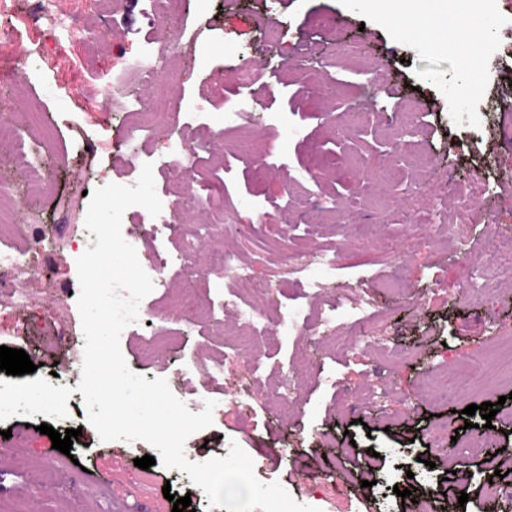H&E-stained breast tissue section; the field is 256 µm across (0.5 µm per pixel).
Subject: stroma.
<instances>
[{"label": "stroma", "mask_w": 512, "mask_h": 512, "mask_svg": "<svg viewBox=\"0 0 512 512\" xmlns=\"http://www.w3.org/2000/svg\"><path fill=\"white\" fill-rule=\"evenodd\" d=\"M51 8L76 15L74 34L50 37L46 22L30 21L29 0H14L17 36L0 39V60L28 57L0 81L9 101L0 140L24 136L29 159L53 165L51 180L30 197L19 158L0 160V183L11 189L0 202L13 214L9 240L40 245L32 212L50 232V273L31 281L26 308L0 307V346L35 356L40 377L69 378L83 362L74 246L87 234L89 195L137 181L130 155L160 165L181 133L149 116L151 136L128 141L125 109L104 93L120 81L130 94L178 104L197 139L224 134L195 162L198 204L156 217L123 214V237L155 236L138 253L144 267L154 252L180 255L193 225L209 227L192 268L168 267L164 288L145 297L155 322L125 341L127 365L166 377L174 344L198 364L219 359L233 352L229 334L247 305L264 315L252 329L264 374L293 384L279 415L225 381L224 412L188 439V460L206 461L235 443L259 481L320 512H333L316 497L328 472L342 479L355 512H414L410 498L393 491L408 470L439 512H499L488 484L496 478L512 488V278L498 272L486 244L512 235V143L497 139L502 106L512 101V64L492 63L484 44L512 41V30L492 21L512 12V0H177L179 28L150 0H53ZM466 11L465 68L448 31ZM177 40L180 56L144 84L136 63ZM36 45L42 53L31 54ZM245 63L255 74L250 89L238 83ZM250 90L258 99L249 112L225 122L228 106ZM477 180L488 193L473 196ZM222 252L241 262L244 279L220 269ZM322 257L335 266L323 270L321 287H309L304 264ZM394 260L405 268L397 292L382 285ZM187 291L202 307L223 306V320H188L174 301ZM347 295L376 336L355 338L348 316L333 329L315 328L311 312ZM278 305L301 313L290 335L277 331ZM64 331L70 345L52 344ZM341 338L352 341L342 353ZM328 375L335 386L325 384ZM484 402L501 405L492 429L477 440L452 439L453 412ZM45 420L0 422V431L33 428L0 454V512H172L173 498L185 495L194 512H210L186 473L135 466L152 454L147 443L101 441L82 395L53 424L79 429L70 454L40 434ZM493 457L503 471L490 466Z\"/></svg>", "instance_id": "obj_1"}]
</instances>
